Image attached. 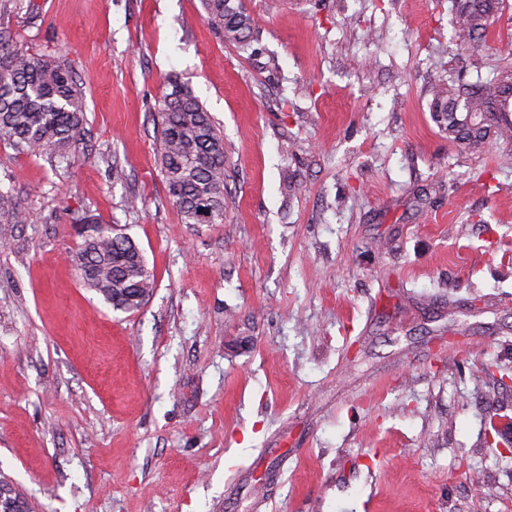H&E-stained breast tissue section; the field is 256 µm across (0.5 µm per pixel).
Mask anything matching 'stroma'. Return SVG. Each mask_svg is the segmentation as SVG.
<instances>
[{
  "instance_id": "stroma-1",
  "label": "stroma",
  "mask_w": 512,
  "mask_h": 512,
  "mask_svg": "<svg viewBox=\"0 0 512 512\" xmlns=\"http://www.w3.org/2000/svg\"><path fill=\"white\" fill-rule=\"evenodd\" d=\"M244 4L246 52L201 0L0 8L72 68L90 154L0 142L25 216L0 223V473L34 512H512V451L484 440L512 417V164L428 108L512 59V7L463 51L448 0ZM172 75L224 133L223 223L168 199ZM83 212L142 250L139 311L68 262Z\"/></svg>"
}]
</instances>
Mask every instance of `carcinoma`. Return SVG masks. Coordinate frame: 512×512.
Returning a JSON list of instances; mask_svg holds the SVG:
<instances>
[{
	"label": "carcinoma",
	"instance_id": "1",
	"mask_svg": "<svg viewBox=\"0 0 512 512\" xmlns=\"http://www.w3.org/2000/svg\"><path fill=\"white\" fill-rule=\"evenodd\" d=\"M208 25L224 41L245 51L258 25L244 0H202ZM505 0H451L457 45L472 47L486 36ZM172 91L159 111V166L170 203L185 224H220L228 194L224 135L188 85L169 81ZM430 109L448 137L480 151L491 142L509 148L512 162V61L495 66L492 77L471 84L435 83ZM86 104L65 61L11 47L0 32V140L22 153L70 160L81 153ZM23 223L11 192L0 190V220ZM82 239L71 262L83 284L115 310L132 313L148 300L154 274L135 241L91 215L75 219ZM0 512H30L26 498L0 475Z\"/></svg>",
	"mask_w": 512,
	"mask_h": 512
}]
</instances>
